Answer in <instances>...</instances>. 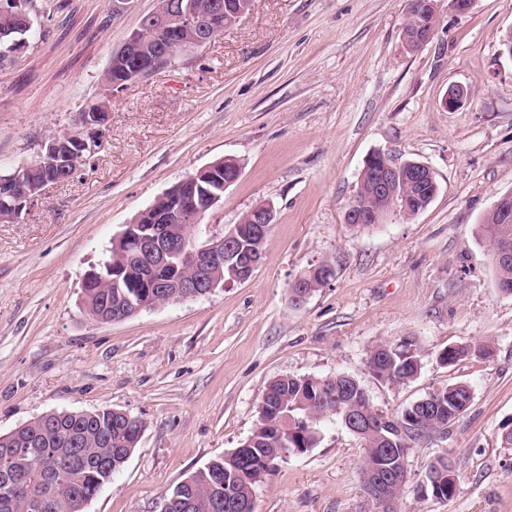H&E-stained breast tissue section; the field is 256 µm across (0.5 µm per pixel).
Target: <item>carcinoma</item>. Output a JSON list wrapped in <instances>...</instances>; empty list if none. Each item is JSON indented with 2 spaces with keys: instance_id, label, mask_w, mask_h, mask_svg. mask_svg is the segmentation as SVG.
Here are the masks:
<instances>
[{
  "instance_id": "obj_1",
  "label": "carcinoma",
  "mask_w": 512,
  "mask_h": 512,
  "mask_svg": "<svg viewBox=\"0 0 512 512\" xmlns=\"http://www.w3.org/2000/svg\"><path fill=\"white\" fill-rule=\"evenodd\" d=\"M224 14L211 29V35L224 34V28L236 23L237 11L246 0H223ZM33 12L0 13V67L12 61L7 47L12 41L28 35ZM141 56L146 65L158 61L168 66L178 58L173 54L162 60L157 55L160 38L157 25L144 27ZM397 192L428 200L433 186L429 182L399 183ZM483 231L489 247L496 281L512 286V261H500L496 254L505 238H512V224L502 223L500 212L492 210L484 218ZM121 269L115 284L87 288L83 305L88 317H93L100 303L112 298L117 309L124 297L134 299L144 294V267L137 261L110 254L99 273L110 275L109 266ZM483 346L457 345L442 350L438 358L453 365L472 354H487ZM367 367L377 379L392 385L413 380L421 370V360L412 343H379L368 353ZM258 406L257 424L246 440L248 458L242 462L235 457L218 456L194 471L186 481L174 486L166 497L168 512H214L216 497L234 504L220 512H255V489L263 482L277 462L295 451L304 454L319 443L320 423L326 417L340 421L345 416L368 418L382 422L381 427L364 431L360 437L365 454L374 455L377 448L390 452L381 456L379 464L396 467L408 463L409 449L430 434L453 423L469 407L471 391L461 383H451L425 396V402H415L395 416H386L374 409L359 380L351 381L345 374L325 377L285 376L271 381ZM143 425L126 423L119 411L102 407L92 412H59L40 416L26 423L17 438L0 437V467L8 460L13 474L0 472V512H31L29 493L46 501L43 512H75L76 505L92 501L99 491L112 483L134 452L137 430ZM110 458L105 466L101 459ZM437 490L451 499L456 492L455 482L448 479L454 472V462L443 452L430 464Z\"/></svg>"
}]
</instances>
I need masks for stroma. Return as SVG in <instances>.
I'll use <instances>...</instances> for the list:
<instances>
[{"label":"stroma","mask_w":512,"mask_h":512,"mask_svg":"<svg viewBox=\"0 0 512 512\" xmlns=\"http://www.w3.org/2000/svg\"><path fill=\"white\" fill-rule=\"evenodd\" d=\"M160 0H39L32 32L0 67V173L33 160L109 97L101 145L72 179L0 223V434L34 418L102 407L140 418L124 468L86 512H160L190 473L240 447L267 385L355 376L394 415L450 383L472 399L447 433L410 448L399 512H512V296L500 293L481 224L512 192V0L441 6L434 37L402 41L409 0H253L239 23L175 64L107 91L114 52ZM466 91L446 109L448 88ZM421 162L438 192L414 219L347 224L366 158ZM219 160L241 173L205 224L230 229L256 202L275 222L252 277L122 321L89 319L87 274L135 216ZM325 263L300 307L288 287ZM412 340L420 375L375 379L367 352ZM484 345L454 365L438 354ZM456 461L447 501L414 488L441 452ZM360 440L333 417L255 491V512H378L362 486Z\"/></svg>","instance_id":"35a3bbf8"}]
</instances>
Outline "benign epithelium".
Masks as SVG:
<instances>
[{
  "mask_svg": "<svg viewBox=\"0 0 512 512\" xmlns=\"http://www.w3.org/2000/svg\"><path fill=\"white\" fill-rule=\"evenodd\" d=\"M421 0H410V7L405 18V24L414 25L415 38L419 46L430 42L435 22L428 24L420 21ZM221 13V5L210 3V11L202 13L198 10L186 9L181 11L179 25L172 29L163 26L164 38L158 51L163 46L174 45L181 54L186 55L210 42L208 26L211 15ZM143 28L134 30L126 39L123 46L116 52L122 57L125 72L135 78L145 72L140 58V43ZM108 122L106 112H86L83 114L81 127L61 135L46 139L41 144L37 157L29 163L17 168L12 174L0 177V210L8 211L11 215H19L23 209L44 198L48 187L67 179V173H74L78 163L86 161L85 155L96 152L100 143V134ZM408 161L392 159L384 168L371 173L373 195L385 203L384 210H367L366 205L353 201L347 210L356 224H381L387 215L398 213L407 207V199H398L394 185L403 173ZM50 166L57 170L59 177L47 181L42 186L28 188L24 192L16 191V182L25 173L40 167ZM206 177H217L215 167L206 166L190 174L166 190V194L175 201V206L162 219L147 210L142 211L136 218V223L122 231L113 241L112 248L121 251L130 239V232L138 228V222H144L140 229L139 249L137 257L150 270L147 284L152 288L149 296L133 305V313L152 309L170 302L195 300L211 295L217 288L234 282H245L251 278L259 264L254 256L247 258L236 252L240 226L236 225L224 235L202 236L199 226L210 209L216 207L222 200V195L211 193L205 196L199 191L198 180ZM190 226V231L184 234L181 241H176L169 222ZM274 223V212L263 209L255 212L252 217L251 235L264 237ZM235 256V261L228 265V278L223 280L217 276V271L224 265V253ZM408 480V470L403 467L385 475L377 474V478L369 481L365 490L379 507L388 512L392 500L386 494V486L393 482L403 486Z\"/></svg>",
  "mask_w": 512,
  "mask_h": 512,
  "instance_id": "7a95c632",
  "label": "benign epithelium"
}]
</instances>
